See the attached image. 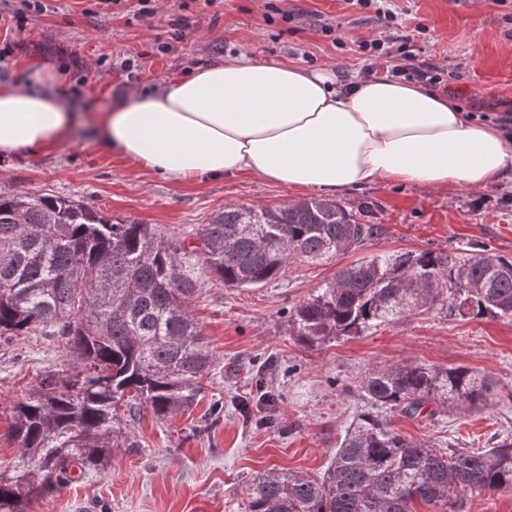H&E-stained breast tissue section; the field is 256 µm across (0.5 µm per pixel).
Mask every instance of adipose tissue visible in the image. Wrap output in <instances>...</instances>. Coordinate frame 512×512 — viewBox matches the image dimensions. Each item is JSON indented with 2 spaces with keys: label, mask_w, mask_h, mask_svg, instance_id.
I'll return each instance as SVG.
<instances>
[{
  "label": "adipose tissue",
  "mask_w": 512,
  "mask_h": 512,
  "mask_svg": "<svg viewBox=\"0 0 512 512\" xmlns=\"http://www.w3.org/2000/svg\"><path fill=\"white\" fill-rule=\"evenodd\" d=\"M53 67L0 83V157L56 146L84 113L54 94ZM98 150L192 182L250 174L335 194L376 181L482 188L512 178V135L469 116L449 95L377 78L345 90L331 70L229 59L126 93L90 118Z\"/></svg>",
  "instance_id": "obj_1"
}]
</instances>
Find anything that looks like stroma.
<instances>
[{"label": "stroma", "mask_w": 512, "mask_h": 512, "mask_svg": "<svg viewBox=\"0 0 512 512\" xmlns=\"http://www.w3.org/2000/svg\"><path fill=\"white\" fill-rule=\"evenodd\" d=\"M403 30L422 24L417 61L444 67V85L466 111L498 122L512 113V0H394ZM148 20L137 0L114 9L102 0H47L43 14L15 17L21 0H0V81L26 82L32 63L62 76L56 94L77 111L105 112L131 89L159 92L230 57L334 67L352 82L383 76L398 55L372 58L359 44L382 37L371 9L351 0H152ZM184 17L176 52L152 43ZM142 55L137 78L119 63ZM0 192L52 194L88 202L103 216L142 220L168 234L199 231L231 205L273 206L304 192L248 174L181 183L136 170L100 151L85 133L36 155L0 157ZM382 233L357 250L288 264L260 288L205 283L190 305L215 365L187 411L161 420L142 411L128 421L107 470L75 473L65 489L29 512H244L247 487L270 468L320 475L347 429L368 413L356 391L372 368L463 365L491 378L499 396L486 410L410 418L384 412L389 426L437 447H489L512 433V318H456L441 308L309 349L290 338L289 310L370 254L445 251L479 245L512 257V180L472 190L381 181L336 194ZM65 347L40 334L0 339V467L13 466L14 403L62 369Z\"/></svg>", "instance_id": "obj_1"}]
</instances>
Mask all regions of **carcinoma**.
Wrapping results in <instances>:
<instances>
[{"label":"carcinoma","instance_id":"carcinoma-1","mask_svg":"<svg viewBox=\"0 0 512 512\" xmlns=\"http://www.w3.org/2000/svg\"><path fill=\"white\" fill-rule=\"evenodd\" d=\"M379 234L330 200L228 206L198 243L155 225L112 221L75 199L0 195V338L39 332L66 345L72 367L12 408L18 460L0 468V512L71 483V467L102 469L121 447L122 419L190 408L213 358L189 307L208 275L255 288L288 263L320 261ZM437 305L448 316H512V257L485 248L376 254L337 271L288 313L307 348L358 336ZM357 391L376 409L432 419L491 406L494 383L467 367L371 369ZM512 492V435L482 449L408 440L364 415L320 476L270 469L247 488L245 512H464L463 491Z\"/></svg>","mask_w":512,"mask_h":512}]
</instances>
